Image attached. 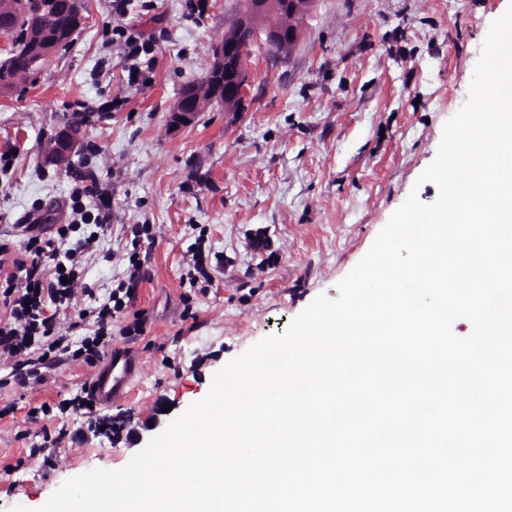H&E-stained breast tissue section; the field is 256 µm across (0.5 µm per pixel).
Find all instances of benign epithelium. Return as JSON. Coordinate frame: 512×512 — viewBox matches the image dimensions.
Wrapping results in <instances>:
<instances>
[{
    "label": "benign epithelium",
    "mask_w": 512,
    "mask_h": 512,
    "mask_svg": "<svg viewBox=\"0 0 512 512\" xmlns=\"http://www.w3.org/2000/svg\"><path fill=\"white\" fill-rule=\"evenodd\" d=\"M244 7L233 33L218 41L206 74L196 85L208 89V95L196 90L178 96L170 112V125L182 128L191 125L197 115L213 105L238 112L243 105L249 84L247 50L257 33L265 42L281 49L293 47L299 40L301 24L311 13L316 0H243ZM49 8L59 15L83 12L82 0H54ZM88 118L80 116L72 125L81 131H61L44 145V160L59 169L70 164L73 155L84 146V131Z\"/></svg>",
    "instance_id": "obj_1"
}]
</instances>
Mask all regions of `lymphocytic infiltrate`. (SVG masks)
<instances>
[{
	"mask_svg": "<svg viewBox=\"0 0 512 512\" xmlns=\"http://www.w3.org/2000/svg\"><path fill=\"white\" fill-rule=\"evenodd\" d=\"M97 234L77 241L66 254H58L52 239L23 230L21 254L13 259L11 272L0 276V311L7 320L0 324V362L10 363L18 386H27L49 363L65 358L96 364L103 359L112 321L124 311L133 287L141 279L138 263H129L127 276L118 282L106 302L88 308L68 326H60L57 311L68 304L82 270V256L95 247ZM93 333H84L87 321Z\"/></svg>",
	"mask_w": 512,
	"mask_h": 512,
	"instance_id": "f902f5d3",
	"label": "lymphocytic infiltrate"
}]
</instances>
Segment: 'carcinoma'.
<instances>
[{
  "mask_svg": "<svg viewBox=\"0 0 512 512\" xmlns=\"http://www.w3.org/2000/svg\"><path fill=\"white\" fill-rule=\"evenodd\" d=\"M14 3L11 27V47L0 60V94H9L20 88L15 77L28 70L35 58V47L27 40L28 23L42 22L44 36L55 43V47L65 49L72 41L75 27H68L61 20L53 18L46 11V0H12Z\"/></svg>",
  "mask_w": 512,
  "mask_h": 512,
  "instance_id": "obj_1",
  "label": "carcinoma"
}]
</instances>
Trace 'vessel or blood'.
Returning <instances> with one entry per match:
<instances>
[{
  "instance_id": "1",
  "label": "vessel or blood",
  "mask_w": 512,
  "mask_h": 512,
  "mask_svg": "<svg viewBox=\"0 0 512 512\" xmlns=\"http://www.w3.org/2000/svg\"><path fill=\"white\" fill-rule=\"evenodd\" d=\"M139 369L137 355L125 348L110 352L102 365L91 375L87 385L93 401L99 406H108L117 399L126 397Z\"/></svg>"
}]
</instances>
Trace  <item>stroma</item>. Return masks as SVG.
<instances>
[{"label":"stroma","mask_w":512,"mask_h":512,"mask_svg":"<svg viewBox=\"0 0 512 512\" xmlns=\"http://www.w3.org/2000/svg\"><path fill=\"white\" fill-rule=\"evenodd\" d=\"M85 23L24 92L0 95V246L17 255L22 226L55 237L76 179L95 182L108 220L83 283L107 300L129 258L144 272L112 325L110 346L140 359L132 390L94 416L64 411L94 371L65 361L23 389L0 373V512H37L67 479L118 470L209 392L220 368L284 334L369 250L417 192L444 124L464 105L490 24L512 0H317L298 44L255 37L243 108L213 106L178 131L169 112L206 72L239 0H86ZM152 46L143 83L112 29ZM88 113L81 165L45 164L44 143ZM136 224L151 237H133ZM201 250L211 281L191 282ZM141 324V333L124 327ZM56 439L50 460L30 457Z\"/></svg>","instance_id":"obj_1"}]
</instances>
